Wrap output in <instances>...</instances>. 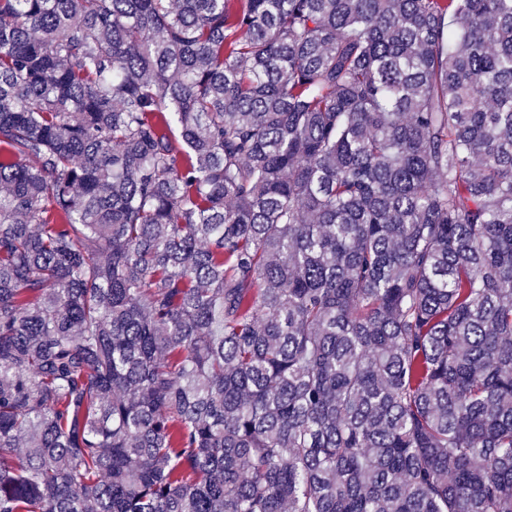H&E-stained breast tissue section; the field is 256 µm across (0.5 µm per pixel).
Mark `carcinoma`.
Segmentation results:
<instances>
[{"instance_id": "obj_1", "label": "carcinoma", "mask_w": 512, "mask_h": 512, "mask_svg": "<svg viewBox=\"0 0 512 512\" xmlns=\"http://www.w3.org/2000/svg\"><path fill=\"white\" fill-rule=\"evenodd\" d=\"M0 512H512V0H0Z\"/></svg>"}]
</instances>
